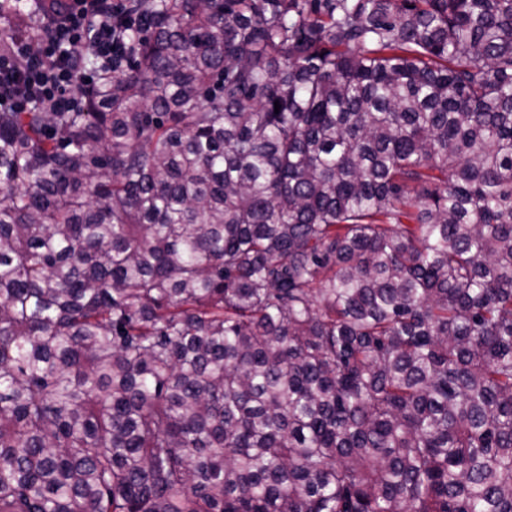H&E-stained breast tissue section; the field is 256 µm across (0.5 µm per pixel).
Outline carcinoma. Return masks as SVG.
Listing matches in <instances>:
<instances>
[{
  "label": "carcinoma",
  "instance_id": "carcinoma-1",
  "mask_svg": "<svg viewBox=\"0 0 512 512\" xmlns=\"http://www.w3.org/2000/svg\"><path fill=\"white\" fill-rule=\"evenodd\" d=\"M114 25L0 112V512H512V0Z\"/></svg>",
  "mask_w": 512,
  "mask_h": 512
}]
</instances>
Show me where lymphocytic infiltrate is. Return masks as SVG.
<instances>
[{
    "label": "lymphocytic infiltrate",
    "mask_w": 512,
    "mask_h": 512,
    "mask_svg": "<svg viewBox=\"0 0 512 512\" xmlns=\"http://www.w3.org/2000/svg\"><path fill=\"white\" fill-rule=\"evenodd\" d=\"M122 0H64V10L49 16L37 48L21 42L12 57H0V111L25 112L47 104L58 112L76 107L69 92L78 78H91L89 61L111 62L123 51L112 26ZM90 44L91 57L74 47Z\"/></svg>",
    "instance_id": "obj_1"
}]
</instances>
